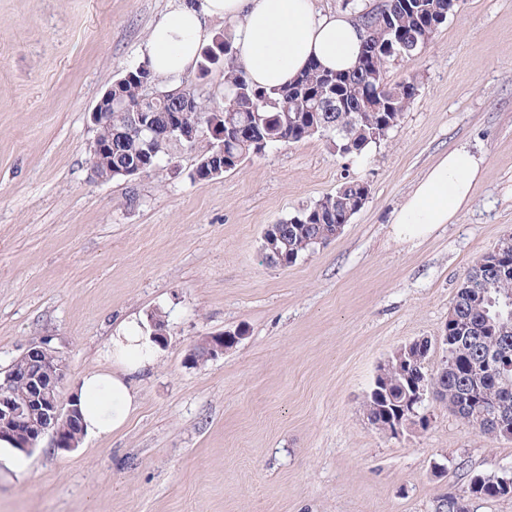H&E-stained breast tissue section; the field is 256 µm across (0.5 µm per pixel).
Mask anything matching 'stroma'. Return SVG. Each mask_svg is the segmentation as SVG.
<instances>
[{
    "label": "stroma",
    "instance_id": "1",
    "mask_svg": "<svg viewBox=\"0 0 512 512\" xmlns=\"http://www.w3.org/2000/svg\"><path fill=\"white\" fill-rule=\"evenodd\" d=\"M178 0H0V370L29 347L63 355L69 398L107 367L114 326L167 315L168 342L136 376L127 426L65 452L42 441L0 477V512H434L470 477L512 469L491 440L431 402L402 439L369 424L376 370L428 340V367L470 268L512 234V0H458L385 79L418 92L386 140L339 156L326 139L283 144L213 181L178 148L140 177L90 180L89 119L144 59ZM485 176L454 223L403 241L392 219L448 150ZM370 186L342 233L294 265L261 239L330 195ZM236 332L224 355L185 356ZM226 345H224V334L218 333L202 338L200 343L191 349L186 356V360L193 365L203 363L208 359H214L224 354L228 349L227 336H225Z\"/></svg>",
    "mask_w": 512,
    "mask_h": 512
}]
</instances>
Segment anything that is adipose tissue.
Returning <instances> with one entry per match:
<instances>
[{
  "instance_id": "ef3b65f1",
  "label": "adipose tissue",
  "mask_w": 512,
  "mask_h": 512,
  "mask_svg": "<svg viewBox=\"0 0 512 512\" xmlns=\"http://www.w3.org/2000/svg\"><path fill=\"white\" fill-rule=\"evenodd\" d=\"M211 19L235 22L238 62L266 88L288 84L312 61L329 70L350 69L363 48L351 15L320 13L313 0H183L151 30L146 54L154 74H181L194 65ZM484 173L483 159L466 148L440 156L395 212V236L420 240L453 223ZM106 355L111 369L86 373L78 390L84 431L94 436L127 423L138 405L130 378L155 362L158 348L139 322L129 320L110 337Z\"/></svg>"
}]
</instances>
